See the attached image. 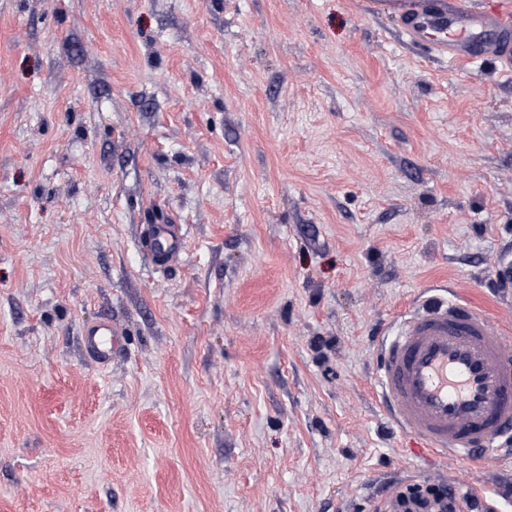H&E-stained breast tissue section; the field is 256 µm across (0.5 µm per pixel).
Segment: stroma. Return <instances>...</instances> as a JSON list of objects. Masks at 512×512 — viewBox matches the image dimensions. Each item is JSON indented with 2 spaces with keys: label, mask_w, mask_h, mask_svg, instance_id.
<instances>
[{
  "label": "stroma",
  "mask_w": 512,
  "mask_h": 512,
  "mask_svg": "<svg viewBox=\"0 0 512 512\" xmlns=\"http://www.w3.org/2000/svg\"><path fill=\"white\" fill-rule=\"evenodd\" d=\"M510 254L493 58L374 0H0V512H375L377 336L429 289L512 326ZM182 248V227L178 224H152L147 238V249L156 257L170 261ZM82 346L99 366L111 363L112 356L120 349L118 336L108 323L95 324L87 328L83 333Z\"/></svg>",
  "instance_id": "stroma-1"
}]
</instances>
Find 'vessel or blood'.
I'll return each instance as SVG.
<instances>
[{"label":"vessel or blood","mask_w":512,"mask_h":512,"mask_svg":"<svg viewBox=\"0 0 512 512\" xmlns=\"http://www.w3.org/2000/svg\"><path fill=\"white\" fill-rule=\"evenodd\" d=\"M412 39L456 26L466 30L482 16L457 4L454 14L401 10ZM147 248L170 261L182 248L178 224L151 225ZM84 351L100 366L111 363L119 339L108 323L83 333ZM375 393L386 417L408 439L420 461L512 456V333L472 304L420 295L379 338ZM492 487L456 489L460 506L490 504Z\"/></svg>","instance_id":"1"}]
</instances>
